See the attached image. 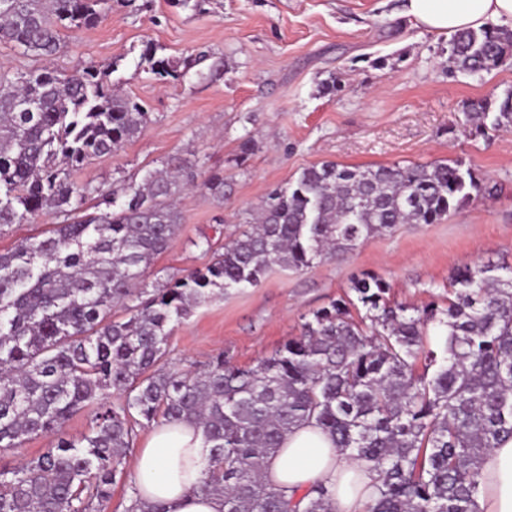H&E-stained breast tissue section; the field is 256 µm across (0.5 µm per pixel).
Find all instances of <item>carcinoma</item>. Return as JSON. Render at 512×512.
Returning a JSON list of instances; mask_svg holds the SVG:
<instances>
[{"label": "carcinoma", "instance_id": "cac0c4a2", "mask_svg": "<svg viewBox=\"0 0 512 512\" xmlns=\"http://www.w3.org/2000/svg\"><path fill=\"white\" fill-rule=\"evenodd\" d=\"M107 2L0 0V42L51 57L64 31L95 25ZM141 59L158 78H179L151 44ZM448 62L472 75L512 64V32L458 31ZM108 76L95 66L0 69V227L63 217L49 235L0 251V512H107L136 427L184 420L210 448L197 491L224 512H336L333 488L290 494L264 478L303 424L371 465L366 512H476L480 462L512 439L511 263L454 271L443 309L392 303L388 283L363 272L355 298L311 313L300 335L250 368L219 354L191 371L164 357L175 327L213 296L254 287L275 265L303 271L344 257L398 224H436L484 195L483 180L455 160L312 165L271 190L204 268L149 290L145 273L180 230L183 162L128 184L120 202L100 194L106 209L92 213L84 205L97 189L68 178L150 122ZM490 106L465 113L475 132L512 126V91ZM118 305L123 319L112 317ZM431 323L443 328L435 350L424 341ZM112 392L123 400L109 402ZM85 409L88 433L69 438L67 421ZM36 435L55 446L20 466L4 460Z\"/></svg>", "mask_w": 512, "mask_h": 512}]
</instances>
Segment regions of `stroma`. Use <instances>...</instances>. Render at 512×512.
I'll return each instance as SVG.
<instances>
[{
    "label": "stroma",
    "instance_id": "stroma-1",
    "mask_svg": "<svg viewBox=\"0 0 512 512\" xmlns=\"http://www.w3.org/2000/svg\"><path fill=\"white\" fill-rule=\"evenodd\" d=\"M405 2L208 0L195 13L174 0H111L95 26L67 31L51 68L113 65L115 87L150 114L140 135L71 180L117 192L172 157L192 167L176 199L181 228L148 270V287L203 267L210 257L195 245L200 235L227 242L271 187L314 164L458 160L493 191L440 223L371 236L345 260L300 272L276 266L258 286L217 296L174 330L168 363L195 370L221 353L254 366L366 271L389 284L392 301L441 307L455 268L512 263V126L482 135L464 126L470 103L512 90V65L459 73L449 34L417 26ZM148 42L181 62L179 80H159L141 64ZM214 171L227 183L220 200L204 186Z\"/></svg>",
    "mask_w": 512,
    "mask_h": 512
}]
</instances>
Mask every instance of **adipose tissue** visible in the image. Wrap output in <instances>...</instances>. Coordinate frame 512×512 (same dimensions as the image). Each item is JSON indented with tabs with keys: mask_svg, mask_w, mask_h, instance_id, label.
I'll use <instances>...</instances> for the list:
<instances>
[{
	"mask_svg": "<svg viewBox=\"0 0 512 512\" xmlns=\"http://www.w3.org/2000/svg\"><path fill=\"white\" fill-rule=\"evenodd\" d=\"M408 14L432 32L481 29L512 20V0H408ZM209 450L201 431L188 422L161 423L133 458L139 497L161 504L167 512H220L218 501L195 493L194 487ZM478 512H512V439L486 454ZM277 485L305 490L315 483L336 489V512H365L373 474L366 465L338 454L321 430L305 426L290 433L267 469Z\"/></svg>",
	"mask_w": 512,
	"mask_h": 512,
	"instance_id": "ef3b65f1",
	"label": "adipose tissue"
}]
</instances>
